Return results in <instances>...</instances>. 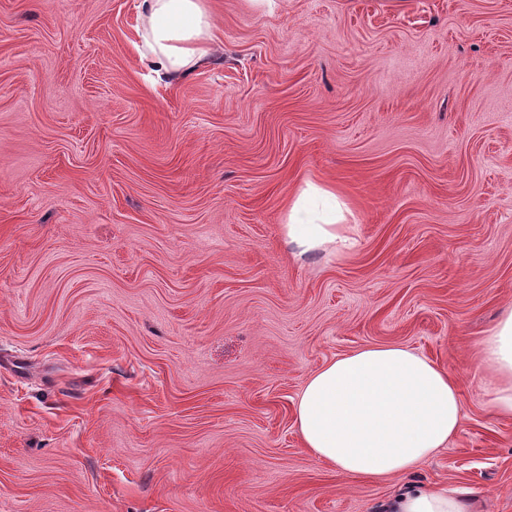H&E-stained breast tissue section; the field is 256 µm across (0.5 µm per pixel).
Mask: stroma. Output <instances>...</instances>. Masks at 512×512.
I'll list each match as a JSON object with an SVG mask.
<instances>
[{
    "instance_id": "obj_1",
    "label": "stroma",
    "mask_w": 512,
    "mask_h": 512,
    "mask_svg": "<svg viewBox=\"0 0 512 512\" xmlns=\"http://www.w3.org/2000/svg\"><path fill=\"white\" fill-rule=\"evenodd\" d=\"M189 75L140 0H0V512H383L408 484L512 512L479 341L512 305V0H210ZM357 250L293 255L303 181ZM367 343L458 379L415 471L302 448L307 378Z\"/></svg>"
}]
</instances>
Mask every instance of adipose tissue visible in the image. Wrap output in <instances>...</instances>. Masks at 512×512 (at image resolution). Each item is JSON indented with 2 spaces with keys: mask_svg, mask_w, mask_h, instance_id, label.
<instances>
[{
  "mask_svg": "<svg viewBox=\"0 0 512 512\" xmlns=\"http://www.w3.org/2000/svg\"><path fill=\"white\" fill-rule=\"evenodd\" d=\"M216 24L207 0H142L138 58L161 76H184L210 54ZM352 211L335 188L306 180L282 226L296 256L343 254L359 244ZM476 371L490 406L512 417V305L480 341ZM459 385L447 368L399 344H366L324 364L304 383L295 410L302 445L338 474L380 480L414 471L462 428ZM385 512H467L436 488L409 486Z\"/></svg>",
  "mask_w": 512,
  "mask_h": 512,
  "instance_id": "adipose-tissue-1",
  "label": "adipose tissue"
}]
</instances>
